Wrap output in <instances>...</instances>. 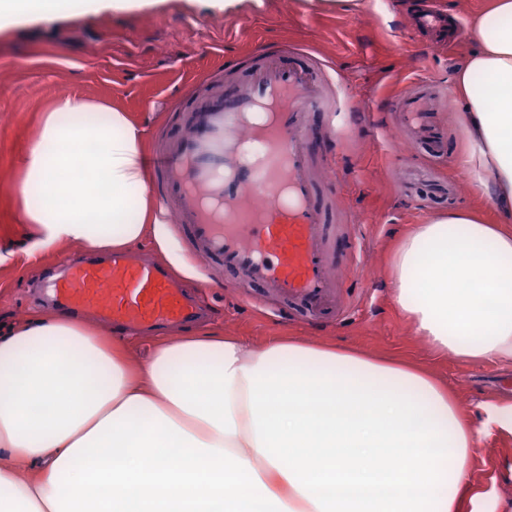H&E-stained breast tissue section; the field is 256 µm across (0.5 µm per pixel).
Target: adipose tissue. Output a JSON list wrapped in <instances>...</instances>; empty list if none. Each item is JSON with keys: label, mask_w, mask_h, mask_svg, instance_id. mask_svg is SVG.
<instances>
[{"label": "adipose tissue", "mask_w": 512, "mask_h": 512, "mask_svg": "<svg viewBox=\"0 0 512 512\" xmlns=\"http://www.w3.org/2000/svg\"><path fill=\"white\" fill-rule=\"evenodd\" d=\"M454 74L464 159L501 216L462 208L404 235L391 298L440 353L512 360V0H484ZM144 134L77 95L20 163L32 265L47 247L123 251L155 232ZM482 427L426 368L280 336L159 342L34 314L0 331V512H465Z\"/></svg>", "instance_id": "1"}]
</instances>
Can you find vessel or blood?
I'll use <instances>...</instances> for the list:
<instances>
[{
    "instance_id": "obj_1",
    "label": "vessel or blood",
    "mask_w": 512,
    "mask_h": 512,
    "mask_svg": "<svg viewBox=\"0 0 512 512\" xmlns=\"http://www.w3.org/2000/svg\"><path fill=\"white\" fill-rule=\"evenodd\" d=\"M331 71L303 46L268 45L249 59L243 81L182 93L168 108L188 130L157 135L148 183L156 211L176 214L183 241L213 268L236 287L270 291L290 318L312 323L344 314L336 268L361 264L352 226L330 222L336 184H321L308 145L315 118L333 140L346 130ZM428 90L413 82L395 97V134L443 155L448 136L426 106ZM48 287L63 310L94 305L125 329L197 315L162 269L120 254L70 261Z\"/></svg>"
}]
</instances>
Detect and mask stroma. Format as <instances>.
I'll list each match as a JSON object with an SVG mask.
<instances>
[{
	"label": "stroma",
	"instance_id": "obj_1",
	"mask_svg": "<svg viewBox=\"0 0 512 512\" xmlns=\"http://www.w3.org/2000/svg\"><path fill=\"white\" fill-rule=\"evenodd\" d=\"M415 2L378 0L374 12L345 14L308 8L302 0H236L227 9L214 0H135L124 10L113 9L112 0H97L90 10L25 14L1 26L0 250L19 252L34 240L6 184L17 180L20 161L58 98L80 95L127 113L149 146L161 128L175 137L185 132L167 105L199 72L261 44L304 45L337 63L336 84L355 110L354 130L335 157L338 171L347 174L337 210L343 223L359 225L362 247L361 267L340 270L349 287L348 313L337 324L310 325L277 317L273 298L264 307L243 304L236 288L204 287L202 254L180 248L184 268L175 277L201 307L194 327L243 336L258 347L279 335L423 363L447 383L461 414L481 422L485 405L512 403V364L478 366L434 356L387 288L392 249L413 225L461 207L494 214L490 199L459 164L466 137L455 107L436 115L448 132L450 159L392 143L393 96L413 81L455 93L453 74L474 47L470 40L438 43L415 30ZM85 254L80 245L62 244L44 249L34 267L0 264V322L54 312L44 287L46 267ZM469 480L490 498L492 512H512V435L495 431L482 440Z\"/></svg>",
	"mask_w": 512,
	"mask_h": 512
}]
</instances>
